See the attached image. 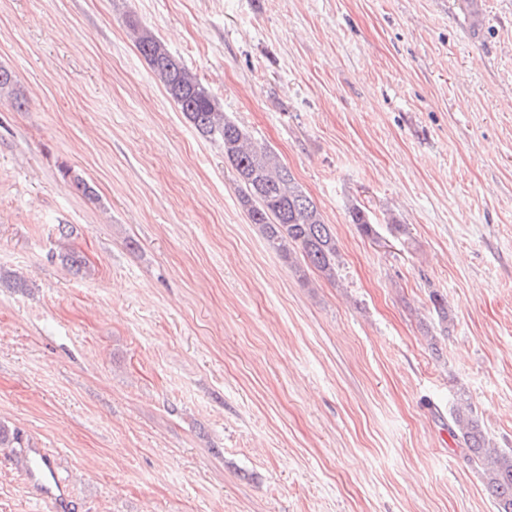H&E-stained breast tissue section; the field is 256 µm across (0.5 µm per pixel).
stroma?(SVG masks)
Here are the masks:
<instances>
[{"mask_svg": "<svg viewBox=\"0 0 512 512\" xmlns=\"http://www.w3.org/2000/svg\"><path fill=\"white\" fill-rule=\"evenodd\" d=\"M132 20L313 198L335 281L268 249ZM0 65V424L78 512H495L448 412L512 448V0H0ZM22 455L0 512H48ZM33 447V464L27 471L32 494L37 499L48 502L55 512H70L73 507L66 495L65 486L57 478L56 459L44 448Z\"/></svg>", "mask_w": 512, "mask_h": 512, "instance_id": "obj_1", "label": "stroma"}]
</instances>
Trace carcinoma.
<instances>
[{"instance_id": "obj_1", "label": "carcinoma", "mask_w": 512, "mask_h": 512, "mask_svg": "<svg viewBox=\"0 0 512 512\" xmlns=\"http://www.w3.org/2000/svg\"><path fill=\"white\" fill-rule=\"evenodd\" d=\"M128 26L140 54L180 112L202 135L221 139L224 160L236 174L239 205L250 223L260 226L267 247L286 260L300 251L304 264L293 263L291 267L302 281L310 268L329 281L336 280V235L276 152L254 141L242 126L226 118L196 74L148 28L136 20L128 21ZM16 85L13 72L0 66V96L12 97L21 108L24 102ZM349 217L363 234H373L363 207L352 205ZM433 305L445 332L450 317L448 301L435 294ZM448 431L467 462L482 472L496 512H512V450L488 448L486 434L466 400L449 412Z\"/></svg>"}]
</instances>
